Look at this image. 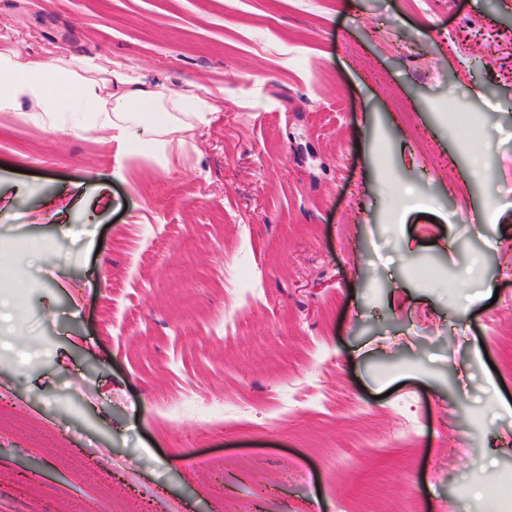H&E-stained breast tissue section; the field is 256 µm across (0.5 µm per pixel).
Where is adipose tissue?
<instances>
[{
  "mask_svg": "<svg viewBox=\"0 0 512 512\" xmlns=\"http://www.w3.org/2000/svg\"><path fill=\"white\" fill-rule=\"evenodd\" d=\"M21 108L41 130L73 137L96 133L118 141L127 157L150 152L166 171L186 132L208 124L215 110L199 94L173 91L108 63L79 56L25 60L1 53L0 112ZM134 124L146 126L147 137L130 134Z\"/></svg>",
  "mask_w": 512,
  "mask_h": 512,
  "instance_id": "1",
  "label": "adipose tissue"
}]
</instances>
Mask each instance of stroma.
<instances>
[{
    "label": "stroma",
    "mask_w": 512,
    "mask_h": 512,
    "mask_svg": "<svg viewBox=\"0 0 512 512\" xmlns=\"http://www.w3.org/2000/svg\"><path fill=\"white\" fill-rule=\"evenodd\" d=\"M0 53L219 102L167 172L0 112V512H495L512 0H0Z\"/></svg>",
    "instance_id": "35a3bbf8"
}]
</instances>
